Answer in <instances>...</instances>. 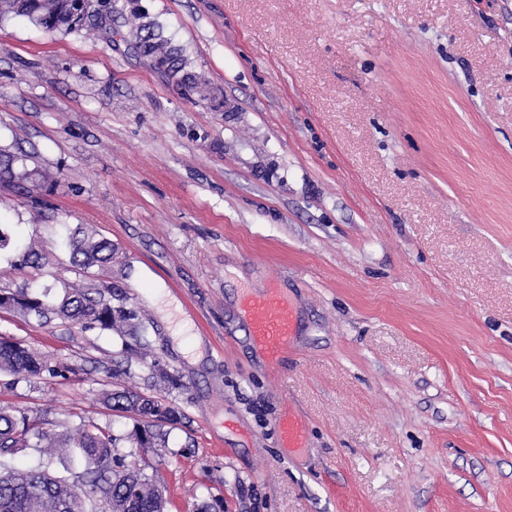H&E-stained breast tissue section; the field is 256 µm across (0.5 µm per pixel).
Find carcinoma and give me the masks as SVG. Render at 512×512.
Returning <instances> with one entry per match:
<instances>
[{
	"label": "carcinoma",
	"mask_w": 512,
	"mask_h": 512,
	"mask_svg": "<svg viewBox=\"0 0 512 512\" xmlns=\"http://www.w3.org/2000/svg\"><path fill=\"white\" fill-rule=\"evenodd\" d=\"M116 0H0V18L23 16L48 30L79 34L112 17ZM135 48L146 57L158 60L157 66L170 77L179 78L190 94L205 95L197 77L185 71L181 55L161 34L143 26L136 33ZM22 157L0 151V182L29 181L35 172L19 166ZM72 264L88 272L112 266L116 248L112 241L96 237L91 229L79 224L69 230L66 239ZM112 289H101L88 280L80 288L64 286V294L54 304L44 302L31 287L14 291L0 289V309L23 318L31 316L49 323L72 321L86 329L122 331L132 335L136 343L147 346L142 322L134 313L112 306L108 295ZM64 368L52 366L22 344L0 338V372L14 379H29L45 373L60 376ZM112 407L130 414L132 429L118 436L105 427L79 424L56 435L59 448H79L85 461L84 479L71 482L48 471L23 470L13 465V456L22 448H40L50 435L40 422L26 415L17 416L0 407V439L9 447L0 449V512H168V499L148 474L151 463L145 459L129 463L118 454L122 441L135 448L166 447L164 427L180 419L178 410L130 391H110L103 395Z\"/></svg>",
	"instance_id": "carcinoma-1"
}]
</instances>
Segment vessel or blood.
I'll return each mask as SVG.
<instances>
[{"label": "vessel or blood", "instance_id": "obj_1", "mask_svg": "<svg viewBox=\"0 0 512 512\" xmlns=\"http://www.w3.org/2000/svg\"><path fill=\"white\" fill-rule=\"evenodd\" d=\"M242 306L254 347L266 359L273 362L279 360L296 334L297 320L293 305L271 288L261 295L244 296ZM280 434L288 447H302L304 430L298 420L289 416L282 418Z\"/></svg>", "mask_w": 512, "mask_h": 512}]
</instances>
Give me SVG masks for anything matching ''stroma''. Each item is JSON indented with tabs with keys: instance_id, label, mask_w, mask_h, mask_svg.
Listing matches in <instances>:
<instances>
[{
	"instance_id": "1",
	"label": "stroma",
	"mask_w": 512,
	"mask_h": 512,
	"mask_svg": "<svg viewBox=\"0 0 512 512\" xmlns=\"http://www.w3.org/2000/svg\"><path fill=\"white\" fill-rule=\"evenodd\" d=\"M151 23L222 109L131 48ZM112 27L0 23V149L48 177L0 186L46 262L0 256V289L60 296L88 225L149 351L0 311L69 369L0 373V406L52 435L126 433L106 390L175 407L165 448H119L171 512H512V0H118ZM271 287L298 319L277 362L241 309ZM71 254L72 264L88 274V269L112 267L116 248L112 241L106 238H96V233L79 224L69 229L66 239ZM280 434L288 448H299L303 445L304 430L301 422L291 416L280 421Z\"/></svg>"
}]
</instances>
